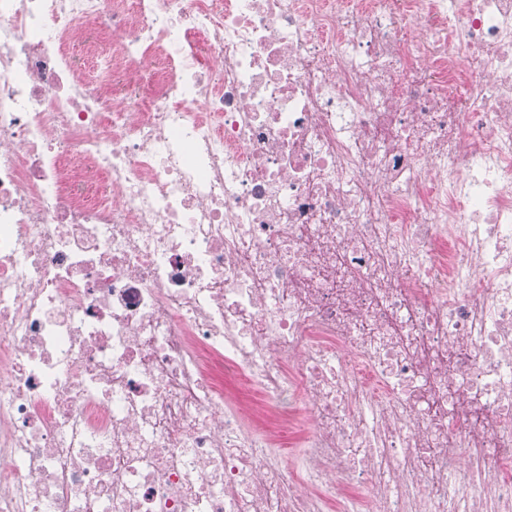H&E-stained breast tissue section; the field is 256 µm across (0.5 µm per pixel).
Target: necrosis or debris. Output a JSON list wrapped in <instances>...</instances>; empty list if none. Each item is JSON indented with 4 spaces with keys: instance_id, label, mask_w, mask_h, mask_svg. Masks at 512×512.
<instances>
[{
    "instance_id": "necrosis-or-debris-1",
    "label": "necrosis or debris",
    "mask_w": 512,
    "mask_h": 512,
    "mask_svg": "<svg viewBox=\"0 0 512 512\" xmlns=\"http://www.w3.org/2000/svg\"><path fill=\"white\" fill-rule=\"evenodd\" d=\"M0 512H512V0H0Z\"/></svg>"
}]
</instances>
